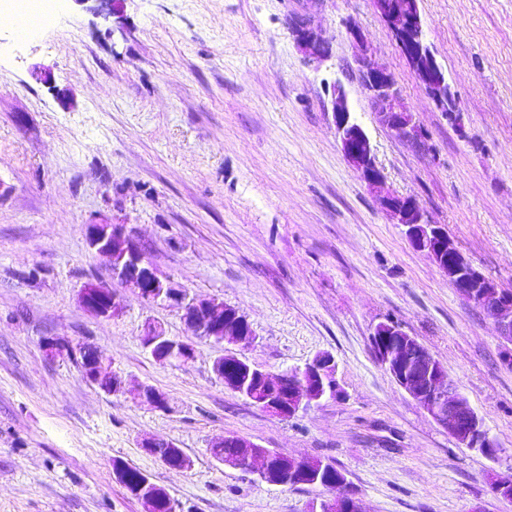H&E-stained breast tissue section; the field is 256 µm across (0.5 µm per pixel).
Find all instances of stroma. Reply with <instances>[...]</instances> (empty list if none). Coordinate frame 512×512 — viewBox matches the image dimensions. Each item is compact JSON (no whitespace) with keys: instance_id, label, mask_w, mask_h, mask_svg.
I'll list each match as a JSON object with an SVG mask.
<instances>
[{"instance_id":"stroma-1","label":"stroma","mask_w":512,"mask_h":512,"mask_svg":"<svg viewBox=\"0 0 512 512\" xmlns=\"http://www.w3.org/2000/svg\"><path fill=\"white\" fill-rule=\"evenodd\" d=\"M460 110L427 95L372 0H58L22 39L0 27V512H143L113 461L147 474L177 512H309L322 488L292 490L219 464L225 436L332 461L363 512H512V346L408 242L336 139L328 88L341 83L384 188L412 197L474 267L512 290V0H419ZM311 13L325 60L295 43ZM354 25L362 36L346 32ZM394 76L426 135L411 147L380 126L355 77L359 45ZM126 225L157 271L240 310L254 339L233 353L279 372L321 354L336 398L279 418L224 388L222 347L197 343L162 366L143 325L191 339L180 311L112 284L119 316L78 303L111 282L82 227ZM394 320L448 371L502 448L460 447L382 369L370 336ZM48 336L96 347L126 378L104 393ZM148 385L167 403L141 404ZM171 440L177 471L145 451ZM143 448L171 469L185 470L192 466L191 458L172 441L159 437L150 438L143 443Z\"/></svg>"}]
</instances>
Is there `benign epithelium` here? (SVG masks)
<instances>
[{
	"label": "benign epithelium",
	"mask_w": 512,
	"mask_h": 512,
	"mask_svg": "<svg viewBox=\"0 0 512 512\" xmlns=\"http://www.w3.org/2000/svg\"><path fill=\"white\" fill-rule=\"evenodd\" d=\"M376 10L385 21L402 50L415 77L433 100L436 107L448 113L450 120L459 121V109L444 68L437 62L427 42L418 0H374ZM293 33L297 44L310 48L317 58L326 57L330 46L310 18L301 15L294 22ZM360 85L371 100L379 123L398 140L415 148L425 146V135L411 112L401 103L400 92L390 71L380 66L368 48L363 47L356 58ZM333 123L341 150L356 176L370 189H382L383 176L378 168L370 139L351 110L344 86H332ZM385 210L404 227L409 243L441 265L443 254L454 257L450 280L458 293L469 302L489 312L499 337L512 344V294L504 292L479 272L448 236L441 224L425 220L423 212L413 199L393 192L382 195ZM83 233L87 247L108 258L112 278L132 289L142 300L166 306H175L182 318L199 340L222 345L224 342H243L253 339L247 318L241 325L227 320V305L214 299L201 298L187 290L177 288L168 279L161 278L142 252L129 250L130 238L126 225L103 222L86 224ZM79 303L89 314L111 319L121 312L111 294V288L101 283H89L79 293ZM379 342V365L439 426L444 428L457 443L495 460L503 452L494 436L485 428L481 418L470 406L458 387L448 377L442 363L417 339L404 331L394 321L378 323L372 332ZM141 344L159 364L187 363L194 359L192 344L176 336H169L155 324L144 327ZM43 349L52 359L82 358L85 364L83 377L108 395L125 392V380L120 372L111 368L97 348L68 338L51 336L43 340ZM240 367L236 376L224 379L225 356L214 359L212 370L224 387L242 396L254 406L280 417H292L313 402L336 396L333 358L321 354L304 367L273 373L264 371L248 361L232 356ZM247 452L222 465L256 474L262 481L285 486L288 483V462L300 458L283 451L263 448L239 437H233ZM143 448L171 469L185 470L192 460L168 440L150 438ZM493 448L490 454L487 449ZM342 493L323 499L312 506L311 512H362L352 496L347 478L336 481ZM144 508L154 500L166 497V491L146 477L136 490Z\"/></svg>",
	"instance_id": "benign-epithelium-1"
}]
</instances>
